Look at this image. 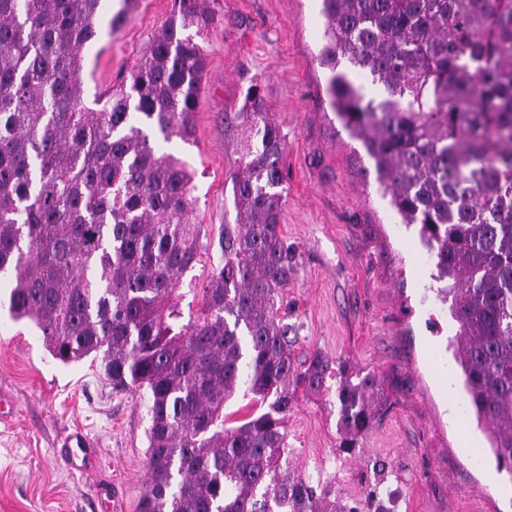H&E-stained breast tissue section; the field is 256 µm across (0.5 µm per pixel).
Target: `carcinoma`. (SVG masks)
I'll list each match as a JSON object with an SVG mask.
<instances>
[{
    "label": "carcinoma",
    "instance_id": "obj_1",
    "mask_svg": "<svg viewBox=\"0 0 512 512\" xmlns=\"http://www.w3.org/2000/svg\"><path fill=\"white\" fill-rule=\"evenodd\" d=\"M206 0H175L140 62L92 109L83 55L105 0H0V276L8 308L63 364L101 362L149 396L148 487L138 512H396L385 466L364 500L289 472L298 388L328 361L296 362L279 232L285 137L258 85L239 113L222 265L184 316L179 287L205 250L191 175L150 145L184 142L206 67ZM137 0H123L110 27ZM330 105L374 159L403 224L419 225L436 292L459 325L455 359L497 471L512 474V0H322ZM357 69L338 70L341 60ZM373 379L339 370L340 447L374 419ZM244 390L252 412L227 426Z\"/></svg>",
    "mask_w": 512,
    "mask_h": 512
}]
</instances>
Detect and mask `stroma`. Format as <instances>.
Listing matches in <instances>:
<instances>
[{
    "label": "stroma",
    "instance_id": "35a3bbf8",
    "mask_svg": "<svg viewBox=\"0 0 512 512\" xmlns=\"http://www.w3.org/2000/svg\"><path fill=\"white\" fill-rule=\"evenodd\" d=\"M173 0H139L110 29V12L84 56V102L130 72ZM215 24L190 141L156 140L184 162L204 227L205 250L184 288L205 284L221 261L224 228L238 222L232 176L238 112L259 84L268 116L286 136L280 230L294 253L284 290L297 355L371 374V428L339 449L337 381L299 394L287 422L289 468L360 498L385 463L398 512H512V474L497 471L447 346L457 325L430 291L434 259L417 226L400 223L373 160L329 105L320 67L322 0H209ZM0 512H137L147 487V397L113 392L99 363L69 365L48 352L30 323L0 308ZM83 432L96 450L92 477L70 471L59 449Z\"/></svg>",
    "mask_w": 512,
    "mask_h": 512
}]
</instances>
